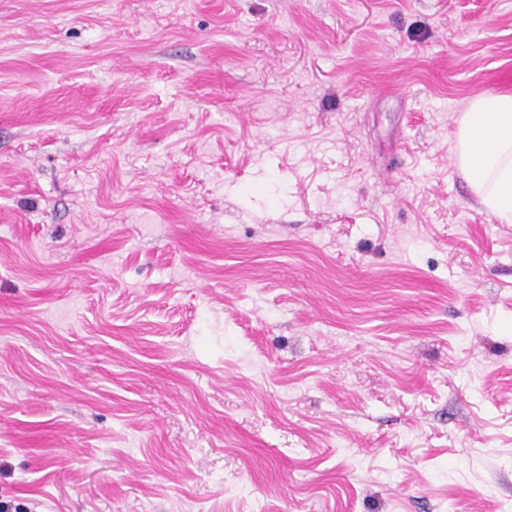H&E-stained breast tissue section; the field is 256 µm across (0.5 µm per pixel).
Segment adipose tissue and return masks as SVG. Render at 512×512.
<instances>
[{
	"mask_svg": "<svg viewBox=\"0 0 512 512\" xmlns=\"http://www.w3.org/2000/svg\"><path fill=\"white\" fill-rule=\"evenodd\" d=\"M452 151L486 211L512 224V94L472 100L459 117Z\"/></svg>",
	"mask_w": 512,
	"mask_h": 512,
	"instance_id": "ef3b65f1",
	"label": "adipose tissue"
}]
</instances>
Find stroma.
Instances as JSON below:
<instances>
[{
  "label": "stroma",
  "instance_id": "35a3bbf8",
  "mask_svg": "<svg viewBox=\"0 0 512 512\" xmlns=\"http://www.w3.org/2000/svg\"><path fill=\"white\" fill-rule=\"evenodd\" d=\"M507 72L512 0H0V502L512 512ZM452 151L486 211L512 224V94L472 100L459 117Z\"/></svg>",
  "mask_w": 512,
  "mask_h": 512
}]
</instances>
